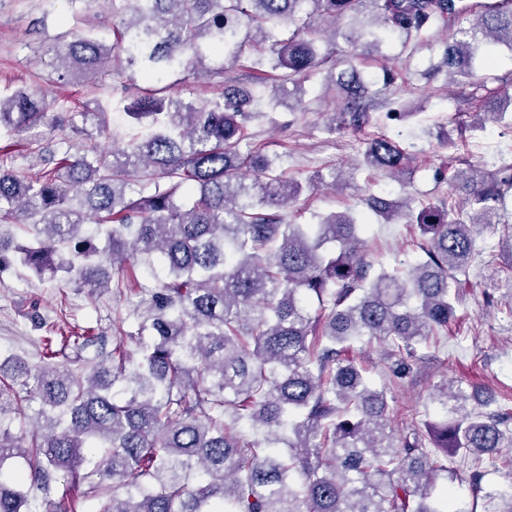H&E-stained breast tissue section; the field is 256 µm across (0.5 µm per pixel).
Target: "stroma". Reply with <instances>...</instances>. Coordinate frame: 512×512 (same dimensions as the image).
<instances>
[{
  "instance_id": "1",
  "label": "stroma",
  "mask_w": 512,
  "mask_h": 512,
  "mask_svg": "<svg viewBox=\"0 0 512 512\" xmlns=\"http://www.w3.org/2000/svg\"><path fill=\"white\" fill-rule=\"evenodd\" d=\"M40 15L39 0H0V87H20L42 83L48 70L43 53L47 35L55 34V26L37 30L33 21ZM456 24L434 28L425 43L405 48L393 41L381 50L359 53L354 64L368 78L382 79L385 70H393L397 78L388 89L391 97L401 98L408 111L417 115L413 140L415 158L400 178L379 177L362 159L372 133L385 130L384 108L373 111L372 130H346L334 136L319 132L326 115L336 111L339 89L327 74L306 83V111L278 107L280 126L266 119L253 121L250 131L254 142L265 144L269 154L281 157V168L289 177L303 181L320 175L335 178V188L301 196L286 212L287 219L298 224L312 222L314 216L331 212L360 213L361 200L368 194L399 199L414 191L429 198H448L463 202L465 192L455 184H435L432 171L447 165L460 169L469 162L482 170L512 165V129L502 124H486L478 132L465 126L475 116L468 95L484 97L486 89L501 96L512 95V54L500 51L493 65H481L476 75L484 86L448 85L443 78L425 79L421 75L429 59L439 58L446 42L452 41ZM447 130L451 144H444L440 130ZM125 135L119 110H112L107 136H80L70 129L42 126L26 131L25 139L52 148L62 143L73 146H105L108 139ZM366 237L372 256L385 265L411 256L412 239L405 225L370 224ZM501 228L479 230L473 260L463 284L455 321L447 337L422 348L424 363L414 366L406 378L391 388L390 407L397 422L407 425L431 418L433 409L427 404L432 388L442 380L473 384L496 398L512 396V294L502 283V271L512 262V254L503 251ZM498 298L497 306H487L485 293ZM129 308L112 300L111 290L73 288L68 292L67 306H60L53 283L26 278L22 271L0 270V358L19 354L36 358L37 341L49 323H66L94 328L96 333L113 338L121 321L127 320ZM512 448L487 463L480 489L469 484L453 483L451 471L462 468L463 456L448 458L449 471L440 475L439 483L453 487L456 512H499L505 491L512 486V471L506 457Z\"/></svg>"
}]
</instances>
